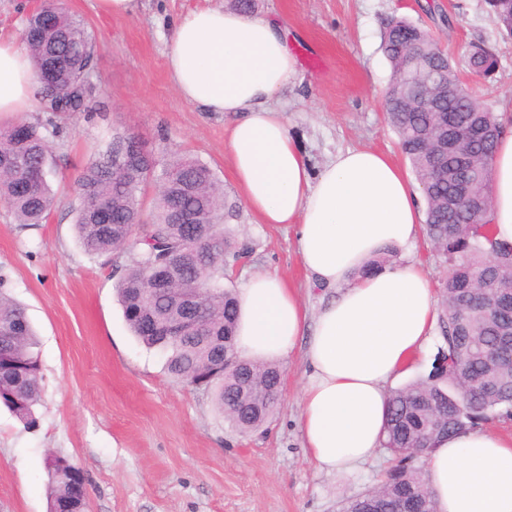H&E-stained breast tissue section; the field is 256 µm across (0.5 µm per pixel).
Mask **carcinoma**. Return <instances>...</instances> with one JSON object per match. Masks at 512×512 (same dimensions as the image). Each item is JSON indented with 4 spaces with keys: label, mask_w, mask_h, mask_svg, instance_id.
I'll use <instances>...</instances> for the list:
<instances>
[{
    "label": "carcinoma",
    "mask_w": 512,
    "mask_h": 512,
    "mask_svg": "<svg viewBox=\"0 0 512 512\" xmlns=\"http://www.w3.org/2000/svg\"><path fill=\"white\" fill-rule=\"evenodd\" d=\"M489 5L511 33L512 0H489ZM40 9L57 10L60 21V32L52 42L41 37L33 19L22 36L37 74L49 67L55 71L52 87H42V93L83 112V78L96 52L94 37L84 19L60 7L57 0H44ZM382 50L392 69L383 109L421 185L426 202L425 235L436 251L458 263L451 265L443 284L438 317L446 351L427 377L389 395L382 447L392 456L393 465L375 487L350 498L342 512H435L418 464L420 457L430 452L438 437L478 427L492 413L512 408V360L495 359L499 339L512 335V315L496 312L485 303L469 305L473 296L492 298L512 291V247H492L487 215L470 211L463 199H453V178L445 175L423 147L424 137L433 131L438 118L432 111L397 98L395 87L404 57L413 50L422 53L453 83L440 108L454 121L460 146L479 155L474 169L480 172V188L487 198L498 138L475 146L466 131L474 122L497 132L500 125L496 113L455 84L457 66L425 30L392 18L384 28ZM466 63L470 69L478 68L480 75L490 76L498 67V58L478 43L469 49ZM18 123L26 126L23 140L12 133ZM135 143L146 148L130 130L114 137L101 157L80 170L72 204L78 242L85 253L96 256L130 246L137 249L116 288L129 329L146 347L167 354L165 366L171 377L211 395L217 411L238 432L256 431L278 406L281 369L244 361L235 349L237 299L221 280L224 254L236 260L242 250L222 224L233 216L236 206L226 201L206 164L177 151L165 162L161 180L155 166L146 162L125 174L112 170V154L129 151ZM51 152L39 123L19 118L0 131V202L19 224L43 223L54 205L45 174ZM155 183L159 189L146 220L143 195ZM178 208L190 211L194 223H173ZM159 260L185 267L178 290L197 289L198 323L189 336L164 335L174 307L166 296L154 295L146 286L147 269ZM226 357L231 360L227 367ZM41 380L36 333L20 304L0 290V405L29 430L39 424L36 406ZM68 464L56 453L44 458L50 510L74 496Z\"/></svg>",
    "instance_id": "carcinoma-1"
}]
</instances>
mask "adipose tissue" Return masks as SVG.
I'll use <instances>...</instances> for the list:
<instances>
[{
    "instance_id": "adipose-tissue-1",
    "label": "adipose tissue",
    "mask_w": 512,
    "mask_h": 512,
    "mask_svg": "<svg viewBox=\"0 0 512 512\" xmlns=\"http://www.w3.org/2000/svg\"><path fill=\"white\" fill-rule=\"evenodd\" d=\"M182 99L238 121L224 143L234 179L262 224L295 227L309 287L339 289L316 317L277 274L258 272L238 298L236 350L282 362L303 348L306 381L298 428L319 469L350 472L381 446L389 388L419 359L438 318L431 282L409 263L368 270L371 258L424 231L420 193L387 155L337 152L311 170L272 102L293 83L297 61L285 24L221 8L194 10L166 48ZM40 88L26 51L0 42V115L18 116ZM493 165V235L512 245V110ZM436 512H512V436L476 427L441 437L426 458Z\"/></svg>"
}]
</instances>
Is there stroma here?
<instances>
[{
	"mask_svg": "<svg viewBox=\"0 0 512 512\" xmlns=\"http://www.w3.org/2000/svg\"><path fill=\"white\" fill-rule=\"evenodd\" d=\"M62 3L85 19L96 52L86 111L48 112L38 102L26 114L45 125L53 146L48 180L57 198L47 222L17 224L0 203V290L25 306L42 365L37 429L0 406V512H47L49 452L84 473L87 512H340L380 481L390 455L379 451L349 474L309 461L298 432L302 350L282 366L271 421L238 434L210 396L171 378L165 355L130 332L116 297L130 253L88 255L75 234V177L114 133L131 130L157 160L177 151L207 164L236 204L228 228L248 252L226 267L225 287L239 289L253 273L269 271L299 287L310 311L327 302L305 286L293 228L257 223L241 201L224 153L233 113L185 102L166 69L175 23L198 8L227 7V0H138L131 16L104 15L97 0ZM257 14L286 19L291 30L298 75L275 105L312 169L348 148L382 152L408 167L382 106L391 78L382 33L394 17L428 31L457 64L471 44L490 48L496 73L466 71L462 79L493 112L512 107V35L488 0H259ZM407 261L436 289L450 269L423 235L388 264Z\"/></svg>",
	"mask_w": 512,
	"mask_h": 512,
	"instance_id": "1",
	"label": "stroma"
}]
</instances>
